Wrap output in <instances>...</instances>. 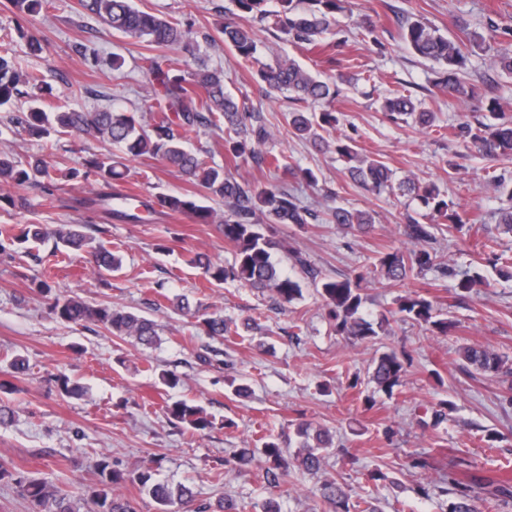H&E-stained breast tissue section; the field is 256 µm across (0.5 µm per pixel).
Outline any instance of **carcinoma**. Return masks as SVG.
Returning a JSON list of instances; mask_svg holds the SVG:
<instances>
[{
    "label": "carcinoma",
    "mask_w": 512,
    "mask_h": 512,
    "mask_svg": "<svg viewBox=\"0 0 512 512\" xmlns=\"http://www.w3.org/2000/svg\"><path fill=\"white\" fill-rule=\"evenodd\" d=\"M344 0H232L237 16L248 18L261 26L272 25L296 43L318 46L333 32L336 15L343 11ZM16 11L36 16L49 8L48 0H9ZM81 9L107 25L113 32L137 42H146L153 48L181 49L189 59L197 63L191 78H186L179 64L165 55L143 58V68L150 75L152 98L155 100L157 118L146 123L137 113L119 104L96 112L55 111L46 104L51 94L50 86L36 70L22 68L4 48L0 54V106L20 96L27 99L26 111L11 119L15 133L37 139H58L64 135L85 133L112 146L108 155L94 154L86 160V168L93 171L104 184L110 186L122 182L125 171L113 160L115 153L132 156L149 154L160 159L166 166L187 177L188 182L200 187L207 194L224 200V212L218 213L200 204L196 195L188 193L167 194L158 199V205L170 211L187 214L200 224H218L224 241L234 250L233 262L223 266L211 262L204 254L194 253L188 263L203 270L207 279L220 285L227 280L238 281L253 288L270 291L281 304H291L302 297L301 278L311 280L317 293L329 308L333 330L340 336L368 339L378 335L364 310L361 282L364 273L355 277L335 279L320 276L305 258L295 256L299 274L290 276L273 262L272 251L278 243L265 234L268 224L310 223L314 211L301 204L297 196L275 185L260 186L249 181L237 180L224 172V168L211 165L198 153L187 150L186 140L202 132L224 127V158L230 163L249 160L260 166L284 168L299 174L311 186L318 184V176L310 169H294L281 163L283 155L269 147L271 135L260 113L249 109L224 89V72L208 68L199 57L193 37L181 22L160 17L138 9L134 0H79ZM464 34L462 39H451L421 19L407 22L401 29V39L418 57L430 60L438 66L435 85L450 97H466L476 106L487 105L496 109L495 101L484 102V97L463 81L469 57L490 55L500 72L512 77V49L495 47L493 32L484 35L469 29V25L455 20ZM217 31L223 36L224 45L232 51L240 66L247 69L256 80L259 91L269 98L284 95L294 103H330L339 94L336 78H321L303 68L296 60L277 56L270 60L263 57L265 45L251 28L236 23H219ZM18 38L26 41L29 53L40 55L46 49L45 40L17 28ZM382 111L394 123L408 120L430 127L435 115L421 110L407 89H396L386 96ZM288 131L297 138L309 139L322 150H334L345 164L349 178L368 192L381 194L397 192L418 199L434 214L448 221V228L460 233L474 219L454 209V203L446 200L434 184L422 185L411 177L398 179L384 162L359 151L351 140L340 137L326 138L336 130L339 118L334 112H308L294 108L285 113ZM454 138L460 140L483 157L492 160H512V120L496 125H472L461 121L449 126ZM60 176L67 181L80 176V171L49 169L44 159L31 157L22 160L15 155H0V185L12 189L37 186L43 180ZM488 186L505 202L499 210L498 229L512 234V180L503 175H493ZM326 223L338 230L360 233L372 231L374 218L366 210L336 205L328 209ZM438 225L427 224L410 216L403 227V235L412 248L390 250L381 254L375 264V272L391 283H400L414 273H421L433 266L434 254L430 244L435 240ZM54 241L51 256H70V251L87 254L93 270L102 280L121 270L122 256L104 244L95 241L79 228L68 224H27L17 229L14 224L0 226V254L13 253L15 247L28 249L46 241ZM487 283L485 275L477 268L465 272L458 280L461 292ZM51 313L58 319L75 324L98 323L114 336H124L146 348L160 341L158 324L139 313L114 309L110 305L94 304L79 297H56L50 305ZM398 311L409 319L428 324L441 334L453 327L451 321L435 313L433 302L417 293L398 300ZM203 332L212 337L237 336L238 328L224 314L213 312L199 321ZM458 355L463 369L483 374L509 376L512 365L508 358L488 348L474 345L462 346ZM405 373L404 361L393 350L379 353L371 365V378L378 389L392 394L402 385ZM59 392L66 398H79L85 387L66 375L57 378ZM165 412L172 421L184 424L195 431L213 427V421L199 405L185 399L166 404ZM297 438L296 455L290 457L280 442L268 437L261 448H238L225 463L237 469L249 467L256 455L264 457L269 469L288 470L291 460H296L306 472L322 468L325 452L332 447L330 432L308 422L295 424ZM97 484L87 491V498L94 512H138L133 501L112 495V486L130 482L146 491L158 505L157 512H172L171 507L180 505L185 512H203L194 506V492L185 484L172 485L156 478L151 467H137L123 471L115 468L110 457L101 455L95 461ZM13 481L18 491L31 499L37 512H80V504L68 492L46 481L15 472ZM509 481L474 475L459 490L457 499L448 505V512H476L475 502L497 499L508 494ZM320 498L330 512H379L370 500L351 501L344 487L333 480H324Z\"/></svg>",
    "instance_id": "cac0c4a2"
}]
</instances>
